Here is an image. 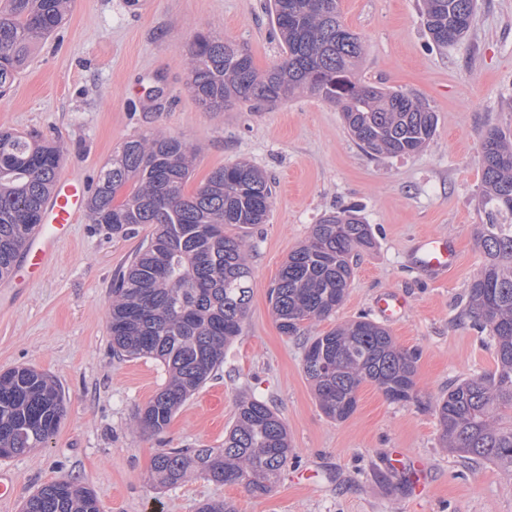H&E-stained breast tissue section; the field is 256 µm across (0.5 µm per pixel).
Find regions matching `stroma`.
I'll list each match as a JSON object with an SVG mask.
<instances>
[{
    "instance_id": "35a3bbf8",
    "label": "stroma",
    "mask_w": 512,
    "mask_h": 512,
    "mask_svg": "<svg viewBox=\"0 0 512 512\" xmlns=\"http://www.w3.org/2000/svg\"><path fill=\"white\" fill-rule=\"evenodd\" d=\"M265 2L72 0L0 97V128L61 140L63 177L93 179L122 141L163 132L199 150L190 187L239 159L274 183L269 218L249 235L253 295L241 333L162 432L143 429L138 415L165 385L166 369L115 354L108 316L112 279L153 225L121 238L80 215L38 277L19 267L0 282V372L36 367L66 395L65 416L44 447L0 459L16 486L0 498V512H21L29 495L61 479L91 489L101 512H196L212 500L235 512H512V473L442 448L432 410L450 385L495 367L468 303L484 261L476 227L488 221L479 204L482 138L494 127L512 131V0H476L469 32L448 47L427 36L421 0H340L343 24L364 46L359 79L416 94L436 114L429 144L403 157L365 155L336 106L308 94L221 112L198 104L185 70L197 31L244 49L260 71L282 59ZM349 207L370 224L374 247L356 257L335 314L304 335H283L269 302L283 262L324 213ZM426 235L457 247L445 280L414 262ZM388 291L405 300L388 330L417 356L418 398L393 403L366 384L356 411L330 420L303 372L306 340L374 317L376 297ZM242 396L266 401L287 425L292 452L273 490L256 497L199 477L153 485L161 449L221 446ZM396 451L432 474L430 496L413 495L409 472L391 464Z\"/></svg>"
}]
</instances>
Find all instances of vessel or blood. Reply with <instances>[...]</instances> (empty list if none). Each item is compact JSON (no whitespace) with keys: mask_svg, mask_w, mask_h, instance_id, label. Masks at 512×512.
<instances>
[{"mask_svg":"<svg viewBox=\"0 0 512 512\" xmlns=\"http://www.w3.org/2000/svg\"><path fill=\"white\" fill-rule=\"evenodd\" d=\"M87 188L81 175L70 176L55 186L44 205L42 222L25 250V261L32 271H41L54 260L59 241L68 235L85 208ZM415 255L422 270L437 279L444 278L457 261L454 244L436 236L421 238ZM404 308L403 298L394 293L382 294L376 301L378 314L387 320L399 318Z\"/></svg>","mask_w":512,"mask_h":512,"instance_id":"obj_1","label":"vessel or blood"}]
</instances>
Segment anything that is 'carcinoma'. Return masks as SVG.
Returning a JSON list of instances; mask_svg holds the SVG:
<instances>
[{"label":"carcinoma","instance_id":"carcinoma-1","mask_svg":"<svg viewBox=\"0 0 512 512\" xmlns=\"http://www.w3.org/2000/svg\"><path fill=\"white\" fill-rule=\"evenodd\" d=\"M70 0H0V96L13 86L35 47L63 22ZM475 0H422L421 15L439 46L469 30ZM284 57L260 73L251 56L211 34L196 33L186 60L187 86L208 112L238 101L276 103L306 93L342 112L346 130L366 155L404 156L433 138L434 112L417 96L361 82L359 37L340 21L339 0H270ZM63 155L57 142L0 130V281L8 278L51 195ZM196 149L166 134L131 137L92 180L91 223L115 237L156 225L115 275L109 303L112 350L160 361L168 382L139 413L158 432L224 363L240 335L252 297L247 229L267 221L273 186L247 161L214 169L185 192ZM478 227L484 262L470 288V312L496 346L493 372L469 377L437 399L440 440L471 459L512 472V133L489 130L481 144ZM374 246L371 226L354 210L330 212L282 265L269 291L280 331L330 317L353 275L352 254ZM303 371L323 413L344 421L359 389L373 384L392 402L417 398L416 365L389 331L361 317L307 345ZM64 415V394L30 367L0 373V449L18 456L43 446ZM291 448L285 423L266 402L237 403L220 448H169L154 460L153 480L175 486L196 476L268 494ZM22 512H100L96 496L68 480L43 485Z\"/></svg>","mask_w":512,"mask_h":512}]
</instances>
